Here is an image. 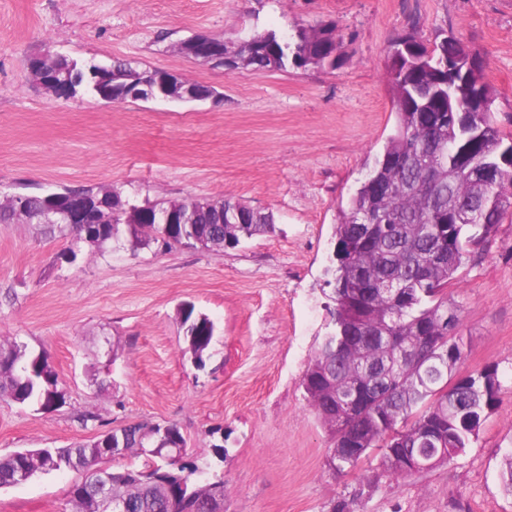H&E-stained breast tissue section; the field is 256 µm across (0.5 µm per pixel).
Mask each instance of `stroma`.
<instances>
[{"instance_id":"1","label":"stroma","mask_w":512,"mask_h":512,"mask_svg":"<svg viewBox=\"0 0 512 512\" xmlns=\"http://www.w3.org/2000/svg\"><path fill=\"white\" fill-rule=\"evenodd\" d=\"M335 25V68L226 73L178 53L192 34L237 39ZM417 23L479 54L493 119L512 134V0H0V196L95 187L137 202L233 198L272 211L274 233L224 252L129 243L82 246L35 224H0V336L47 353L65 402L0 399V456L63 448L133 421L178 424L224 512H512L499 479L512 448V216L451 295L463 309L461 372L499 368L501 399L466 455L408 481L375 475L378 455L337 475L303 375L326 332L322 292L338 210L393 133L384 79L390 41ZM124 59L207 84L190 104L108 105L55 96L28 62L46 49ZM194 303L215 323L197 368L177 322ZM98 419L82 422L85 412ZM226 457H217L215 444ZM74 471L0 490V512H70Z\"/></svg>"}]
</instances>
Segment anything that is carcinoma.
<instances>
[{
    "label": "carcinoma",
    "instance_id": "obj_1",
    "mask_svg": "<svg viewBox=\"0 0 512 512\" xmlns=\"http://www.w3.org/2000/svg\"><path fill=\"white\" fill-rule=\"evenodd\" d=\"M343 41L331 24L298 26L282 36L271 30L232 44L239 68L285 71L288 68H334ZM414 48L409 65L387 60L386 79L396 128L372 172L396 157L402 164L377 179L365 178L340 209L332 237L333 250L324 269L331 289L329 323L302 380L306 399L327 428L333 450L327 466L335 474L355 469L359 460L336 456L351 441L365 454L376 450L383 472L408 479L406 456L422 457L434 468L465 455L482 423L500 401L498 367L487 366L467 375L457 373L467 355L461 335L462 309L448 298L458 272L477 258L499 224L512 215V164L499 165L501 149L509 144L492 118L495 94L484 81L483 65L469 66L470 51L456 37L427 46L412 23L390 42ZM81 90L97 97L116 81H150L157 70L115 60L77 65ZM474 103L467 122L458 125L448 115V97ZM475 151L483 164L498 169L492 180L474 179L448 168V179L427 184L421 171L443 164L462 147ZM59 194L83 195L90 201L118 198L108 189L62 188ZM192 199L145 205L126 203L125 213L95 230L93 246L127 236L134 247L160 244L196 248V240L211 239L215 251L234 249L253 237L275 230L273 212H263L224 199L194 213L191 224H163L158 210L186 211ZM42 195L31 194L19 207L13 195L0 198V224H39ZM468 208L471 219L458 223L454 214ZM368 219L358 224L359 218ZM71 248L60 254L77 258L80 243L90 235L77 224H61ZM186 351L205 366L214 338V321L195 305L178 310ZM360 396L357 408L347 398ZM0 397L19 404L50 409L64 403L58 375L47 354L31 355L26 346L0 337ZM119 437L124 454L143 457L139 471L109 473L95 470L104 449ZM186 439L175 423L132 422L115 432L104 431L86 443L67 448H31L0 456V489L50 471H91L69 490L71 512H98L103 494L116 498L126 512H176V500L189 498L195 512H214V487L194 459H185Z\"/></svg>",
    "mask_w": 512,
    "mask_h": 512
}]
</instances>
